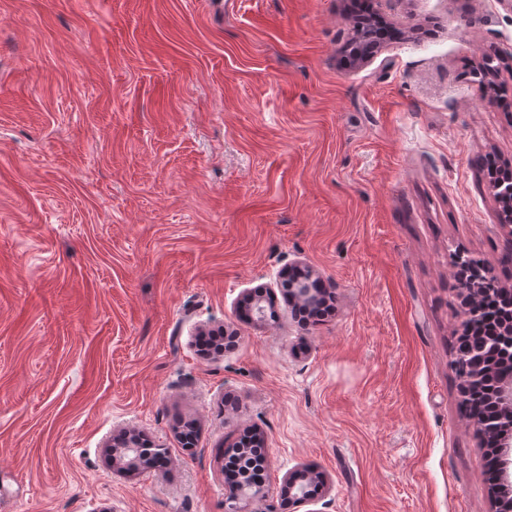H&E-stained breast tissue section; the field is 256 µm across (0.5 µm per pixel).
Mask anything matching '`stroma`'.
Here are the masks:
<instances>
[{"instance_id":"1","label":"stroma","mask_w":512,"mask_h":512,"mask_svg":"<svg viewBox=\"0 0 512 512\" xmlns=\"http://www.w3.org/2000/svg\"><path fill=\"white\" fill-rule=\"evenodd\" d=\"M349 3L0 0V512H224L253 429L255 512H306L303 465L322 512H495L452 265L512 289L476 164L512 165V0H379L362 65ZM289 265L328 315L244 312ZM126 431L171 467L114 462ZM283 488L288 490V504L301 506L314 503L315 492L328 488V482L323 473L300 466L284 475Z\"/></svg>"}]
</instances>
